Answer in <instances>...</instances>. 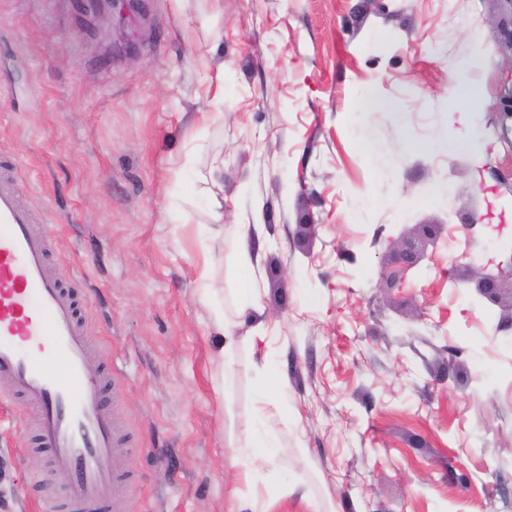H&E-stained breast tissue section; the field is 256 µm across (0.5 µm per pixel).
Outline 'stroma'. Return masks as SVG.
I'll use <instances>...</instances> for the list:
<instances>
[{
    "instance_id": "35a3bbf8",
    "label": "stroma",
    "mask_w": 512,
    "mask_h": 512,
    "mask_svg": "<svg viewBox=\"0 0 512 512\" xmlns=\"http://www.w3.org/2000/svg\"><path fill=\"white\" fill-rule=\"evenodd\" d=\"M504 15L501 0H120L107 18L0 0V149L117 369L128 512H512ZM452 66L483 111L449 99ZM487 276L497 297L476 291ZM217 308L237 323L229 364ZM254 437L272 445L243 463ZM1 448L0 512L36 499L37 475L64 482L8 405ZM236 258L239 268L248 275L247 288L243 290L246 292L248 299L252 300L255 310L258 311L261 307V289L257 288V275L258 272L260 273V269L257 259L254 265L253 255L245 234L241 235L237 241Z\"/></svg>"
}]
</instances>
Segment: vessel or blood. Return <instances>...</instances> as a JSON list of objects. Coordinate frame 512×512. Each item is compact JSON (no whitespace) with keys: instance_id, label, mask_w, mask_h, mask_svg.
Here are the masks:
<instances>
[{"instance_id":"vessel-or-blood-1","label":"vessel or blood","mask_w":512,"mask_h":512,"mask_svg":"<svg viewBox=\"0 0 512 512\" xmlns=\"http://www.w3.org/2000/svg\"><path fill=\"white\" fill-rule=\"evenodd\" d=\"M0 159V401L31 419L32 450L67 473L38 512H126L129 447L109 392L116 374L87 316L89 299L57 270L47 230Z\"/></svg>"}]
</instances>
